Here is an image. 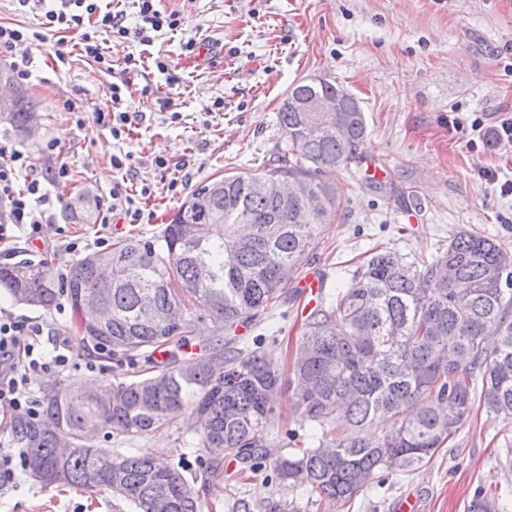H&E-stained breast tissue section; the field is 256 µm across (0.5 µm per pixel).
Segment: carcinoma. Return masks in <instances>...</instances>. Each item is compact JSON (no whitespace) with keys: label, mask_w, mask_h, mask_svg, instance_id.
<instances>
[{"label":"carcinoma","mask_w":512,"mask_h":512,"mask_svg":"<svg viewBox=\"0 0 512 512\" xmlns=\"http://www.w3.org/2000/svg\"><path fill=\"white\" fill-rule=\"evenodd\" d=\"M7 78L16 95L0 123L26 140L40 115L12 72ZM341 90L328 80L291 87L278 112L288 143L276 165L203 183L157 235L89 253L61 278L39 264L0 265V288L19 304L49 310L67 297L87 346L112 357L117 370L173 342L185 347L209 326L218 333L195 352L170 351L132 379L99 387L44 382L40 416L14 423L34 482L110 493L134 512H201L186 477L166 459L106 452L86 434L141 436L184 412L210 477L224 479V460L233 459L252 472L270 469L280 484L347 502L378 477L428 463L476 404L512 422V253L475 232L462 230L445 250L410 264L391 251L371 253L347 287L306 316L287 379L261 344L236 336L293 298L292 281L279 273L302 266L315 225L339 206L327 175L363 145V111L344 96L336 136L328 137L293 101ZM277 174L310 180L311 196L285 202L265 193L263 181ZM69 217L92 223L89 201L70 204ZM191 219L197 228L187 239L182 226ZM89 294L112 310L101 329L81 319ZM286 389L293 411L309 422L310 447L272 457L266 445ZM378 417L391 421L380 437L369 430ZM234 512L295 510L239 496Z\"/></svg>","instance_id":"carcinoma-1"}]
</instances>
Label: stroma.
Returning <instances> with one entry per match:
<instances>
[{
	"mask_svg": "<svg viewBox=\"0 0 512 512\" xmlns=\"http://www.w3.org/2000/svg\"><path fill=\"white\" fill-rule=\"evenodd\" d=\"M183 12L187 32L213 49L197 61L182 53L179 36H157L150 46L114 40L108 52L113 71L84 56L73 34L65 36L67 64L52 50L29 57L24 82L40 106L41 131L21 141L0 127V150L21 151L26 165L19 185L38 179L47 210L61 233L53 252L41 242L12 241L18 262L42 263L64 272L79 256L98 251V239L113 243L151 237L204 181L250 173L276 159L285 137L278 109L296 82L321 77L344 87L359 101L367 137L358 157L334 175L340 205L331 221L318 225L314 249L302 267L317 272L326 291L348 284L359 261L375 247L411 263L447 247L459 230L487 235L512 251V148L500 145L492 128L512 112V0H163ZM142 59L138 68L126 58ZM167 58L168 73L151 60ZM130 80L149 88L133 96L132 110L145 112L126 139L112 137L111 120L97 121L111 84ZM483 122L484 142L470 149L471 128L453 130L454 117ZM131 152L132 168L121 177L112 156ZM183 162L182 183L169 191L171 175L157 158ZM66 165L67 178L50 171ZM128 192L149 187L140 223L75 224L67 205L83 192L95 212L112 202L116 183ZM78 243V251L67 243ZM302 302L280 307V332L263 350L287 369L303 320ZM0 312L43 321L65 337L76 358L65 371L74 382L112 379L113 363L91 357L76 333L67 298L49 311L26 307L0 293ZM275 450L297 454L308 446L309 427L282 398ZM185 415L171 417L159 431L128 440L99 439V448L128 454L169 456L185 467L203 512H232V498L270 497L299 512H398L412 501L416 512H512V423L473 409L454 439L421 468L373 482L342 504L301 488L272 481L268 470L241 475L226 466L214 480L199 467L195 438ZM0 512H132L125 501L75 487H42L27 474L0 487Z\"/></svg>",
	"mask_w": 512,
	"mask_h": 512,
	"instance_id": "1",
	"label": "stroma"
}]
</instances>
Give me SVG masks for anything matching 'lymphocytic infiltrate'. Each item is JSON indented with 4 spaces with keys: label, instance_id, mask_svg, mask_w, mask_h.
<instances>
[{
    "label": "lymphocytic infiltrate",
    "instance_id": "f902f5d3",
    "mask_svg": "<svg viewBox=\"0 0 512 512\" xmlns=\"http://www.w3.org/2000/svg\"><path fill=\"white\" fill-rule=\"evenodd\" d=\"M60 2V9L44 13L41 31L0 25V51L16 56L14 69L19 78H27L29 52L35 43L44 41L49 31L79 33L86 57L108 71L112 60L102 47V36L131 37L146 45L152 42L154 33L178 32L184 25L182 13L162 9L160 0H132L135 12L131 15L123 9L101 7L99 0ZM22 158V152L15 150L0 163V195L11 202L9 223L0 224V242L44 238L50 224L43 208L44 200L39 196V182H31L23 192L14 189ZM73 361L66 339L47 334L43 323L0 315V406L6 407L12 418H38L40 402L32 393L33 380L62 372Z\"/></svg>",
    "mask_w": 512,
    "mask_h": 512
}]
</instances>
